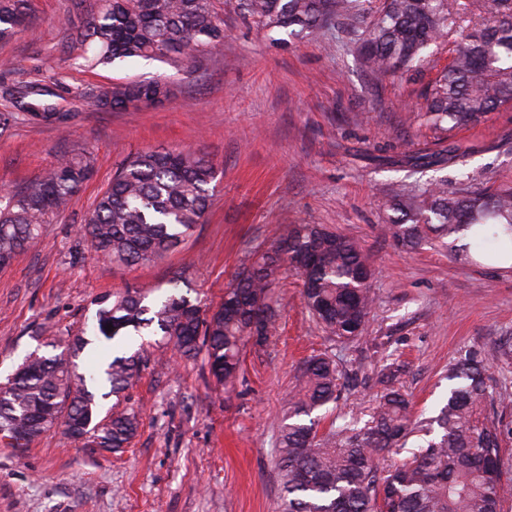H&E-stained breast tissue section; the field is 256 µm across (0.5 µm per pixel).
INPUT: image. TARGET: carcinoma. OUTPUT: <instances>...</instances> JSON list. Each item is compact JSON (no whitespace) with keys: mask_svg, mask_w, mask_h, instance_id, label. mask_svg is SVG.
<instances>
[{"mask_svg":"<svg viewBox=\"0 0 512 512\" xmlns=\"http://www.w3.org/2000/svg\"><path fill=\"white\" fill-rule=\"evenodd\" d=\"M367 0H238L246 17L269 30L313 33L341 20L357 28L355 44L377 81L411 76L444 40L452 60L425 91L428 124L452 131L484 120L512 104V0H384L379 15ZM27 0H0V40L10 39L26 17ZM224 41V21L213 0H98L75 43L80 57L96 64L141 58L185 68ZM26 100V115L47 124L66 118L42 103L49 91L27 85L8 94ZM98 109L119 111L132 102L156 104L172 95L157 80L115 83L95 92L77 90ZM467 151L448 145L436 152L404 156L413 169L446 168ZM93 170L90 153L78 149L58 159L45 175L18 191L0 194V268L32 243L45 224L65 211ZM215 169L194 150L141 151L115 171L86 219L85 231L99 256L135 265L165 257L200 223L211 205ZM436 180L417 191L390 194L388 222L401 243L444 241L469 230L512 244V186L466 198L448 194ZM369 267L353 238L316 224H294L276 247L239 271L221 304L209 311L182 291L174 278L161 300L129 289L101 295L93 336L121 353L78 371L76 358L90 344L84 335L35 349L0 388V437L16 448L62 426L91 448L116 452L129 445L141 425L131 410L99 418L100 400L120 397L144 366L139 352L125 348L136 336L160 335L181 355L205 352L216 381L232 385L241 374L246 343L263 345L276 329L274 285L284 271L308 282L304 302L334 337L353 339L364 330L371 304ZM112 325L113 331L106 330ZM340 374L333 360L315 356L304 365L288 413L280 426L277 466L283 512H502L512 496L503 479L504 437L512 428L483 416L490 397L486 357L471 351L454 365L453 385L439 414L438 434L409 460L380 470L417 430L412 405L392 377L363 426L339 425L319 438L303 417L336 400Z\"/></svg>","mask_w":512,"mask_h":512,"instance_id":"1","label":"carcinoma"}]
</instances>
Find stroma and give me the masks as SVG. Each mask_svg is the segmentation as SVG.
Masks as SVG:
<instances>
[{
	"label": "stroma",
	"mask_w": 512,
	"mask_h": 512,
	"mask_svg": "<svg viewBox=\"0 0 512 512\" xmlns=\"http://www.w3.org/2000/svg\"><path fill=\"white\" fill-rule=\"evenodd\" d=\"M95 0H28L29 17L0 41V111H18L5 87L40 81L65 127L20 121L0 129V186L14 190L83 148L94 173L68 209L0 269V380L39 344L80 333L105 293L168 288L216 308L236 273L271 249L289 224H320L357 239L369 256L373 303L362 338L340 342L306 309L302 281L275 287L277 330L243 350L231 389L216 385L205 355L185 358L148 344L146 365L119 409L142 421L123 452L90 450L57 427L28 447L0 439V512H282L276 467L279 426L304 361L335 360L339 399L316 413L317 431L363 418L395 373L417 419L448 397V371L471 350L485 352L488 419L512 426V266L472 261L468 236L447 245L398 243L386 220L393 184L425 187L443 177L449 194L512 184V108L453 131L466 149L442 174L414 173L403 155L437 148L416 118L424 88L448 62L441 46L414 78L375 81L347 24L313 34L261 28L238 0H216L227 36L195 71L161 60L80 65L69 39ZM174 89L159 106L98 110L79 97L130 80ZM191 148L216 170L212 206L193 234L164 258L126 265L91 253L82 227L116 166L142 150Z\"/></svg>",
	"instance_id": "35a3bbf8"
}]
</instances>
